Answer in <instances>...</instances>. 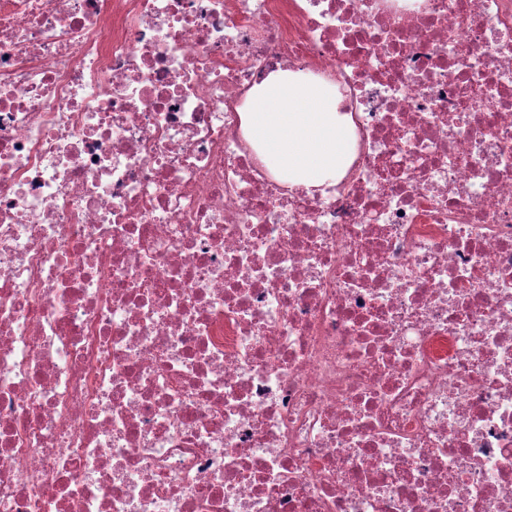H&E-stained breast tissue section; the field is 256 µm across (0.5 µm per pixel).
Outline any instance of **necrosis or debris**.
<instances>
[{
    "instance_id": "obj_1",
    "label": "necrosis or debris",
    "mask_w": 512,
    "mask_h": 512,
    "mask_svg": "<svg viewBox=\"0 0 512 512\" xmlns=\"http://www.w3.org/2000/svg\"><path fill=\"white\" fill-rule=\"evenodd\" d=\"M0 512H512V0H0ZM241 118L250 143L291 187L335 180L347 163L342 98L302 73H271L250 91Z\"/></svg>"
}]
</instances>
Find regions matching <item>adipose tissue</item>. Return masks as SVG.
Here are the masks:
<instances>
[{
  "label": "adipose tissue",
  "mask_w": 512,
  "mask_h": 512,
  "mask_svg": "<svg viewBox=\"0 0 512 512\" xmlns=\"http://www.w3.org/2000/svg\"><path fill=\"white\" fill-rule=\"evenodd\" d=\"M241 118L250 143L289 186H320L347 163L342 98L304 74H270L250 91Z\"/></svg>",
  "instance_id": "adipose-tissue-1"
}]
</instances>
